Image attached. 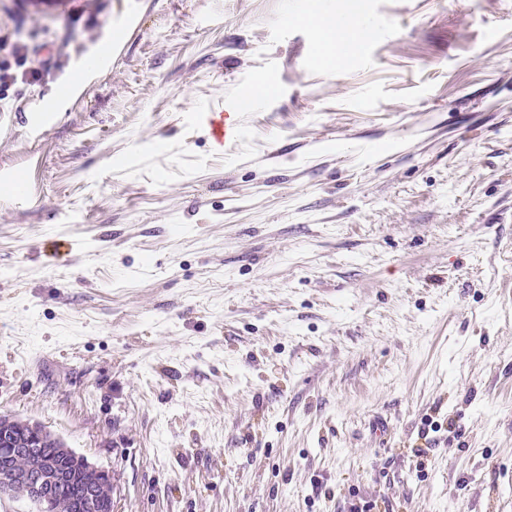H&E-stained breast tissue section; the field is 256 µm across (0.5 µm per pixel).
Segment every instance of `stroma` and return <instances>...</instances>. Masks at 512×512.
I'll return each instance as SVG.
<instances>
[{
  "instance_id": "35a3bbf8",
  "label": "stroma",
  "mask_w": 512,
  "mask_h": 512,
  "mask_svg": "<svg viewBox=\"0 0 512 512\" xmlns=\"http://www.w3.org/2000/svg\"><path fill=\"white\" fill-rule=\"evenodd\" d=\"M343 5L0 0V416L118 512H512V0ZM308 20L319 43L336 59L353 55L370 34L359 25L353 9L346 15L312 12ZM12 52L24 62L26 68L20 73H15L7 67H0V84H6L8 81H17L18 79L33 83L41 80L47 73L50 60L40 57L38 49L33 48L30 50L27 43L17 41L12 45ZM86 463V462H85ZM87 465L88 471H94L95 484L89 489L88 494V510L89 512H114V501L112 497V477L109 473L100 470H94ZM100 486H106L111 489L109 494L102 498L103 494H100L98 488Z\"/></svg>"
}]
</instances>
